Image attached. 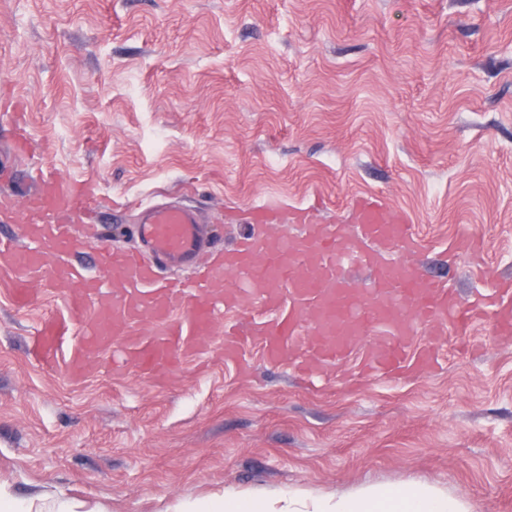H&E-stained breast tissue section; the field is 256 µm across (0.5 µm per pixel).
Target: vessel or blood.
Returning a JSON list of instances; mask_svg holds the SVG:
<instances>
[{
    "label": "vessel or blood",
    "mask_w": 512,
    "mask_h": 512,
    "mask_svg": "<svg viewBox=\"0 0 512 512\" xmlns=\"http://www.w3.org/2000/svg\"><path fill=\"white\" fill-rule=\"evenodd\" d=\"M36 182L38 190L28 205L38 247L0 238L10 291L21 305L31 300L45 254L67 256L79 248L62 230V216L82 209L96 195L92 184L66 182L50 170L40 171ZM351 219L356 228L352 235L344 225L313 224L306 212L297 211L293 221L304 227L301 238L281 235L265 242L243 236L225 248L206 280L160 282V266L194 263L209 240L193 210L144 206L136 234L146 254L108 244L96 250L98 266L118 274L123 288L111 304L98 308L93 325L71 353L70 373L80 375L90 358L112 347L120 352L113 369L162 374L185 356L204 351L218 313L238 309L247 292L258 295L259 311L224 326V358L237 363L253 345L267 363H285L312 375L342 365L366 336L370 342L357 372L373 379L434 370L439 359L435 339L452 330L483 323L495 336H512L511 280H491L486 290L459 300L446 283L408 262L422 240L400 214L376 198L362 197L353 203ZM351 269L368 273L367 287L351 285L345 277ZM227 270L236 271L239 279L222 299H215L210 282ZM146 316L158 329L143 338L136 326ZM423 326L430 327L433 338L422 343L418 333ZM69 335L67 323L45 321L32 338L35 355L50 361Z\"/></svg>",
    "instance_id": "b4317fda"
}]
</instances>
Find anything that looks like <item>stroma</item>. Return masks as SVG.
<instances>
[{
  "label": "stroma",
  "mask_w": 512,
  "mask_h": 512,
  "mask_svg": "<svg viewBox=\"0 0 512 512\" xmlns=\"http://www.w3.org/2000/svg\"><path fill=\"white\" fill-rule=\"evenodd\" d=\"M0 233L32 241L30 177L50 167L97 185L95 228L138 246L137 206L193 208L214 250L252 233V206L302 207L347 221L351 201L383 199L424 242L413 261L460 298L512 279V0H0ZM479 237L484 266L456 255ZM92 247L46 255L17 306L0 279V485L27 512H179L207 495L262 498L283 512L374 483L428 482L478 512H512V340L484 325L440 338V369L400 381L355 377V361L305 381L244 351L205 353L163 380L114 372L108 356L71 377L31 353L49 318L80 335L111 303L70 299L97 276Z\"/></svg>",
  "instance_id": "obj_1"
}]
</instances>
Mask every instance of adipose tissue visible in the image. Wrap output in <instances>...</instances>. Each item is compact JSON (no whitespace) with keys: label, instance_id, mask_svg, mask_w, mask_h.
I'll return each instance as SVG.
<instances>
[{"label":"adipose tissue","instance_id":"1","mask_svg":"<svg viewBox=\"0 0 512 512\" xmlns=\"http://www.w3.org/2000/svg\"><path fill=\"white\" fill-rule=\"evenodd\" d=\"M316 512H476V507L464 495L428 484L369 485L321 503Z\"/></svg>","mask_w":512,"mask_h":512}]
</instances>
